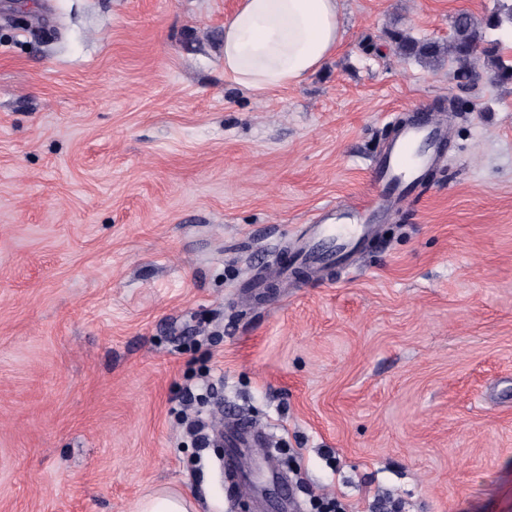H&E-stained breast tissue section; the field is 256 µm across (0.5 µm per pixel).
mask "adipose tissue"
<instances>
[{"label": "adipose tissue", "instance_id": "adipose-tissue-1", "mask_svg": "<svg viewBox=\"0 0 512 512\" xmlns=\"http://www.w3.org/2000/svg\"><path fill=\"white\" fill-rule=\"evenodd\" d=\"M341 0H236L224 22V74L254 95L302 82L344 38Z\"/></svg>", "mask_w": 512, "mask_h": 512}]
</instances>
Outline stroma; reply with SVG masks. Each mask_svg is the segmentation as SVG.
<instances>
[{
  "label": "stroma",
  "instance_id": "35a3bbf8",
  "mask_svg": "<svg viewBox=\"0 0 512 512\" xmlns=\"http://www.w3.org/2000/svg\"><path fill=\"white\" fill-rule=\"evenodd\" d=\"M234 5L0 10V512H238L184 424L230 414L300 512H512V84L389 38L512 0H343L332 59L260 98L224 76ZM414 107L448 146L360 271L252 287ZM134 512H198L193 500L179 493L158 490L141 499Z\"/></svg>",
  "mask_w": 512,
  "mask_h": 512
}]
</instances>
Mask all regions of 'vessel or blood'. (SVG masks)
I'll use <instances>...</instances> for the list:
<instances>
[{
	"label": "vessel or blood",
	"mask_w": 512,
	"mask_h": 512,
	"mask_svg": "<svg viewBox=\"0 0 512 512\" xmlns=\"http://www.w3.org/2000/svg\"><path fill=\"white\" fill-rule=\"evenodd\" d=\"M447 137L448 120L444 114L415 112L398 119L392 140L371 165L373 195L358 203L323 207L317 221L306 225L294 241L287 260L266 270L263 277L255 280V287H263L269 279L288 282L292 269L298 265H333L352 272L362 247L374 238L377 225L405 204L409 191L434 167L436 154ZM223 436L225 446L232 450L264 445L263 433L240 419L225 421ZM224 486L231 498L246 487L233 454L224 459Z\"/></svg>",
	"instance_id": "b4317fda"
}]
</instances>
